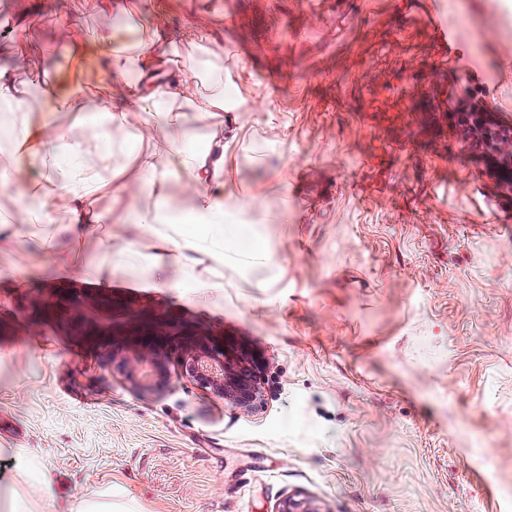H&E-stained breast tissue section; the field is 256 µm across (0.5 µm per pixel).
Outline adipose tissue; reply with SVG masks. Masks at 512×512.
I'll list each match as a JSON object with an SVG mask.
<instances>
[{
    "instance_id": "adipose-tissue-1",
    "label": "adipose tissue",
    "mask_w": 512,
    "mask_h": 512,
    "mask_svg": "<svg viewBox=\"0 0 512 512\" xmlns=\"http://www.w3.org/2000/svg\"><path fill=\"white\" fill-rule=\"evenodd\" d=\"M97 54L108 60L110 73L127 84V94L120 108L102 111L92 105L82 88L51 87L44 74L32 72L26 94H19L6 74L0 73V101L14 105L13 162H39L44 166L41 190L23 193L18 201L22 217L18 224H1L0 240L14 242L39 235L47 263L55 270L68 271L72 265L58 248L59 241L72 243L101 232L106 219L99 205L103 186L93 169L87 168L83 157L89 148H96L102 166L112 164V151L122 145L127 127L138 115H145V134L162 133L157 149L149 154L140 184L141 192L164 195L168 184L167 164L178 160L191 175L194 189L187 213L166 215L160 211L141 214L136 228L139 237L154 241L153 253L146 267L150 276L164 279L174 270L193 274V286L200 299H208L224 290L217 268L225 260L240 256L253 263L269 266L274 253L269 243L258 242L246 251L240 246L241 225L224 221V199L214 188L224 171V145L214 142L207 151L192 152L181 139L164 135L163 128L170 120L169 109L163 101L179 100L190 112L196 111L191 78H183L182 94H175L171 83L157 79L148 68V45L134 42L122 49L112 47L111 37L95 40ZM48 99L47 113L33 116L24 107L26 98ZM59 112H78L82 120L78 128L60 125L54 116ZM66 197L71 205L73 221L55 225L46 195Z\"/></svg>"
}]
</instances>
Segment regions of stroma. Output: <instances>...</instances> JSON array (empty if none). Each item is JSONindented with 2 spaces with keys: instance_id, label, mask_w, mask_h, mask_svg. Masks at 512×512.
Masks as SVG:
<instances>
[{
  "instance_id": "stroma-1",
  "label": "stroma",
  "mask_w": 512,
  "mask_h": 512,
  "mask_svg": "<svg viewBox=\"0 0 512 512\" xmlns=\"http://www.w3.org/2000/svg\"><path fill=\"white\" fill-rule=\"evenodd\" d=\"M0 20L16 85L24 52L115 107L91 37L196 29L239 107L168 131L223 141L224 200L261 196L250 222L274 250L226 263L201 305L138 275L145 240L108 289L58 277L37 240L0 245L1 489L35 461L22 486L42 512L107 489L135 512L297 494L321 512H512V196L448 110L463 64L512 125V0H0ZM151 148L113 158L128 190L103 197L107 223L159 207L136 191ZM147 334L168 384L126 363ZM220 344L261 361L257 408L175 379L188 349Z\"/></svg>"
}]
</instances>
